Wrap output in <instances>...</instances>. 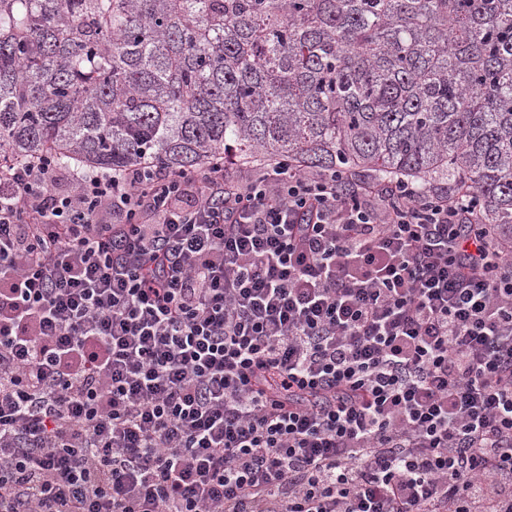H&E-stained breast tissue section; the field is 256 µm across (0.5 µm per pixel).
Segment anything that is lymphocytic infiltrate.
<instances>
[{
	"instance_id": "1",
	"label": "lymphocytic infiltrate",
	"mask_w": 512,
	"mask_h": 512,
	"mask_svg": "<svg viewBox=\"0 0 512 512\" xmlns=\"http://www.w3.org/2000/svg\"><path fill=\"white\" fill-rule=\"evenodd\" d=\"M0 155V512H512V250L470 194Z\"/></svg>"
}]
</instances>
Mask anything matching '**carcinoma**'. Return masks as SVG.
Masks as SVG:
<instances>
[{
    "label": "carcinoma",
    "instance_id": "cac0c4a2",
    "mask_svg": "<svg viewBox=\"0 0 512 512\" xmlns=\"http://www.w3.org/2000/svg\"><path fill=\"white\" fill-rule=\"evenodd\" d=\"M0 149L470 191L512 244V0H0Z\"/></svg>",
    "mask_w": 512,
    "mask_h": 512
}]
</instances>
